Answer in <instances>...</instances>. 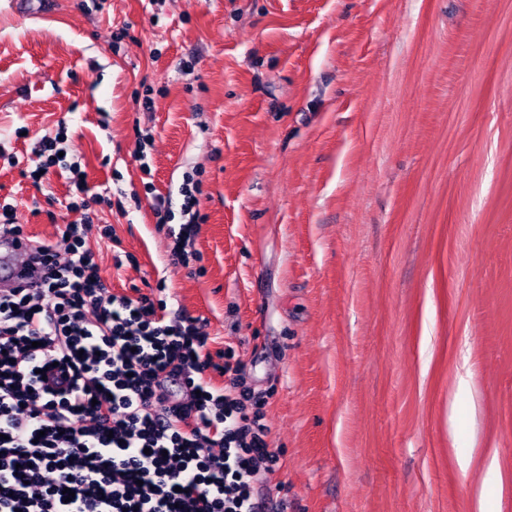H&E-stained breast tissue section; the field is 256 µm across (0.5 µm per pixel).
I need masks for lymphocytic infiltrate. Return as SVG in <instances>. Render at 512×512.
Instances as JSON below:
<instances>
[{"mask_svg": "<svg viewBox=\"0 0 512 512\" xmlns=\"http://www.w3.org/2000/svg\"><path fill=\"white\" fill-rule=\"evenodd\" d=\"M68 170L65 255L35 243L37 281L0 294V512H264L279 456L237 367L164 286L108 293L84 229L112 192Z\"/></svg>", "mask_w": 512, "mask_h": 512, "instance_id": "1", "label": "lymphocytic infiltrate"}]
</instances>
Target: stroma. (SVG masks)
Segmentation results:
<instances>
[{"instance_id":"stroma-1","label":"stroma","mask_w":512,"mask_h":512,"mask_svg":"<svg viewBox=\"0 0 512 512\" xmlns=\"http://www.w3.org/2000/svg\"><path fill=\"white\" fill-rule=\"evenodd\" d=\"M14 2L0 200L60 244L25 170L65 122L109 292L164 281L254 393L267 512H512V0ZM191 178L184 265L151 201ZM198 193H201V182L190 181L185 185V187H182L181 195L184 197V202L181 205V212L184 216L188 215L189 218L187 223L181 225L183 227H180V232L178 233V237H176V239L186 241L190 240L194 225L203 224L205 221V216L200 214L198 210H194L195 195Z\"/></svg>"}]
</instances>
